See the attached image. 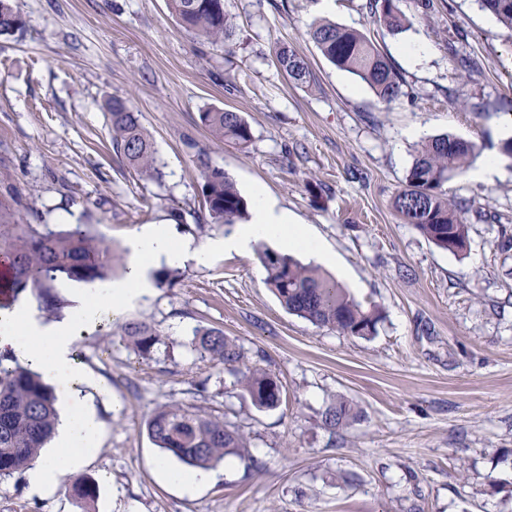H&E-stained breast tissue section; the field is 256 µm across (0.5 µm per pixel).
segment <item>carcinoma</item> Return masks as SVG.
I'll use <instances>...</instances> for the list:
<instances>
[{
	"instance_id": "carcinoma-1",
	"label": "carcinoma",
	"mask_w": 512,
	"mask_h": 512,
	"mask_svg": "<svg viewBox=\"0 0 512 512\" xmlns=\"http://www.w3.org/2000/svg\"><path fill=\"white\" fill-rule=\"evenodd\" d=\"M507 29L512 30V0H480ZM169 12L189 32L212 43L224 44L235 24L224 10V0H166ZM367 8L377 22L393 35L407 31L412 22L400 0H369ZM22 25L13 0H0V36L11 35ZM309 36L321 53L337 68L365 83L384 103L402 94L403 80L391 60L364 34L331 21L310 28ZM278 67L296 85H308L311 73L304 58L287 45L275 50ZM112 127V147L136 173L158 174L153 143L141 114L124 99L106 103ZM202 124L218 142L248 146L253 138L248 122L237 112L208 109L200 114ZM475 155V145L449 135L422 144L406 177V187L393 200V207L406 224H412L438 247L457 253L464 249L470 212L464 200L448 198L443 187L464 173ZM204 184L202 195L212 224H233L246 215V202L224 170L198 156ZM9 259V271L0 276V293L31 290L52 308L51 291L58 276L93 285L112 279L120 260L112 245L93 235L83 224L54 230L45 224L20 223L16 202L0 197V256ZM259 259L267 272V285L288 312L320 327L351 336H372L381 312L366 309L345 289L325 277L318 268L295 257L264 249ZM134 347L148 356L160 344L153 326L131 320L122 327ZM190 348L201 359L219 364L237 379L259 409L280 403L281 386L272 374L244 367L239 346L216 328L195 331ZM58 420L56 396L41 376L12 357L0 355V477H10L33 466L41 449L54 435ZM354 420L351 408L341 403L323 413L330 430L344 428ZM147 430L156 446L169 457L193 469H214L227 455L242 456L248 439L238 427L198 407L169 406L158 410Z\"/></svg>"
}]
</instances>
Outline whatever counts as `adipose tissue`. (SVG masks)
<instances>
[{
	"mask_svg": "<svg viewBox=\"0 0 512 512\" xmlns=\"http://www.w3.org/2000/svg\"><path fill=\"white\" fill-rule=\"evenodd\" d=\"M264 240L276 241L282 247L304 253L322 264L335 262L307 225L278 208L265 189L256 185L251 189L249 220L224 239L195 246L175 238L168 225L148 226L127 244L128 271L124 278L77 287L80 306L71 319L44 324L36 310L24 302L0 312V347H11L34 362L55 384L61 400V418L54 446L30 473V487L34 493L53 491L61 475L90 459L102 434L100 420L77 390L78 385L90 379L72 356L79 327L104 316L122 319L134 299L150 293L148 273L157 263L181 266L192 261L203 265L220 253L247 256L258 242Z\"/></svg>",
	"mask_w": 512,
	"mask_h": 512,
	"instance_id": "ef3b65f1",
	"label": "adipose tissue"
}]
</instances>
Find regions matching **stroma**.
<instances>
[{"label":"stroma","mask_w":512,"mask_h":512,"mask_svg":"<svg viewBox=\"0 0 512 512\" xmlns=\"http://www.w3.org/2000/svg\"><path fill=\"white\" fill-rule=\"evenodd\" d=\"M224 0L228 45L185 31L165 0H16L24 21L0 37V195L19 216L65 228L86 224L125 253L152 224L202 244L234 232L207 223L197 157L207 153L242 196L263 186L336 256L342 286L380 309L361 338L288 313L265 285L257 254L149 272L150 296L126 316L162 342L142 356L120 322L85 328L75 357L93 379L80 395L103 425L99 449L61 477L54 496L29 491L26 474L0 479V512H512V158L483 183L464 172L447 184L482 220L468 219L464 252L441 249L403 223L392 202L416 151L449 134L473 142L474 166L500 153L512 120V31L478 0H401L413 25L394 36L367 0ZM378 43L402 77V95L378 100L322 56L307 34L323 19ZM290 43L311 87L291 83L273 57ZM427 42L416 65L405 45ZM476 61L456 68L454 54ZM130 100L155 149L160 177L130 171L112 149L105 103ZM240 113L253 140L213 141L199 114ZM418 137H407L409 129ZM219 328L248 366L275 375L281 401L256 409L234 376L189 344ZM353 403L358 417L333 432L322 414ZM197 406L240 428L248 456L191 492L161 481L152 415ZM263 460L248 466L249 456ZM96 498L74 500V483Z\"/></svg>","instance_id":"obj_1"}]
</instances>
